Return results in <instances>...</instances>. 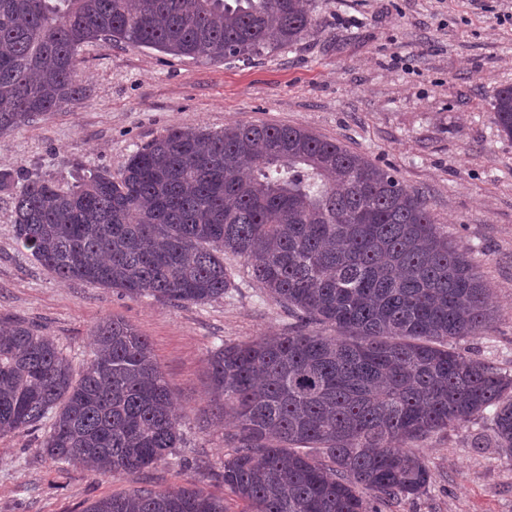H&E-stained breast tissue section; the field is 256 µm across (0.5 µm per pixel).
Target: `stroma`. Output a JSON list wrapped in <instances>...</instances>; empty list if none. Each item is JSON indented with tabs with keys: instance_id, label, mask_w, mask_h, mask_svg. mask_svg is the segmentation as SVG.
<instances>
[{
	"instance_id": "35a3bbf8",
	"label": "stroma",
	"mask_w": 512,
	"mask_h": 512,
	"mask_svg": "<svg viewBox=\"0 0 512 512\" xmlns=\"http://www.w3.org/2000/svg\"><path fill=\"white\" fill-rule=\"evenodd\" d=\"M301 42L252 61L210 62L98 41L81 51L89 90L68 111L0 136V170L71 186L173 126L264 122L308 129L394 171L422 193L438 225L468 252L494 317L460 351L512 374V139L495 123L497 91L512 86V0H315ZM11 193L0 191V325L23 321L57 343L74 370L107 317L145 336L184 417L183 442L141 474H97L40 451L50 421L0 437V512H84L140 487L195 485L223 498L231 427L215 409L207 359L215 347L300 330L287 309L228 259L234 286L204 304L130 298L63 281L16 240ZM475 420L410 443L432 479L415 497L370 500L372 512H512V461Z\"/></svg>"
}]
</instances>
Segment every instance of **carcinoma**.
Listing matches in <instances>:
<instances>
[{
  "label": "carcinoma",
  "mask_w": 512,
  "mask_h": 512,
  "mask_svg": "<svg viewBox=\"0 0 512 512\" xmlns=\"http://www.w3.org/2000/svg\"><path fill=\"white\" fill-rule=\"evenodd\" d=\"M311 0H0V135L86 97L84 45L148 47L220 62L292 45ZM512 139V86L493 103ZM19 244L64 281L174 304L224 296V256L306 324L223 344L207 364L233 424L224 489L244 512H370L423 493L431 473L406 444L487 415L512 459V375L454 341L491 318L481 276L419 194L341 144L292 126H174L120 171L68 190L0 171ZM75 374L54 340L17 321L0 331V435L54 418V462L140 473L180 446L182 418L148 339L107 319ZM84 512H226L200 489H134Z\"/></svg>",
  "instance_id": "cac0c4a2"
}]
</instances>
